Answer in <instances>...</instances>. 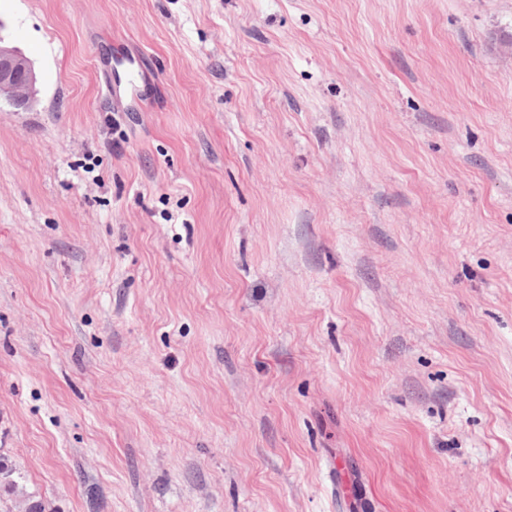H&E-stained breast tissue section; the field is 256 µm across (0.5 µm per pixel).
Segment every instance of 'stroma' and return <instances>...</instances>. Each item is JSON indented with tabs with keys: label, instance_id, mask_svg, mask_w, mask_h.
<instances>
[{
	"label": "stroma",
	"instance_id": "stroma-1",
	"mask_svg": "<svg viewBox=\"0 0 512 512\" xmlns=\"http://www.w3.org/2000/svg\"><path fill=\"white\" fill-rule=\"evenodd\" d=\"M0 37L20 489L512 512V0H0ZM35 83L30 60L18 49L0 42V101L7 99L15 106H26Z\"/></svg>",
	"mask_w": 512,
	"mask_h": 512
}]
</instances>
